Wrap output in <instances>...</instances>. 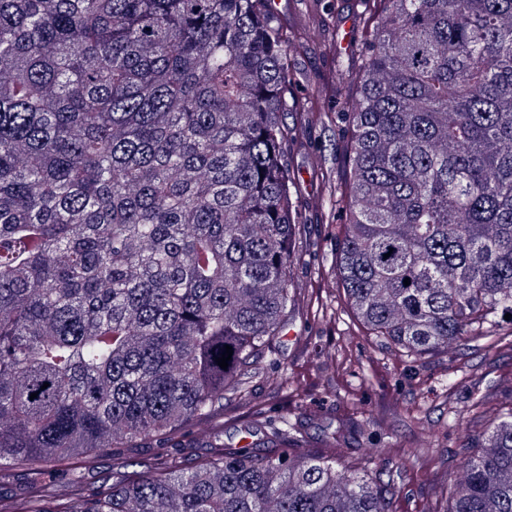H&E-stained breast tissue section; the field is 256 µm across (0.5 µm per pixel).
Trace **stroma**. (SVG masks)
<instances>
[{"label":"stroma","instance_id":"35a3bbf8","mask_svg":"<svg viewBox=\"0 0 512 512\" xmlns=\"http://www.w3.org/2000/svg\"><path fill=\"white\" fill-rule=\"evenodd\" d=\"M357 9L358 0H329L324 13L344 55L354 46ZM294 63L309 80L296 88L300 97L335 71L333 60L311 45L296 54ZM285 121L298 131L289 149L304 216L297 235L296 281L316 290L336 318L312 320L296 312L281 338L279 369L255 378L250 390L266 401L269 418H288L307 434L311 453L321 451L327 432L343 430L346 441L336 450L337 462L393 475L401 488L396 512H437L445 505L446 485L460 473L456 448L481 435L501 409L512 405V322L498 319L487 335L419 362L366 335L342 292L328 286L342 227L322 218L325 192L315 162L337 167L345 142L335 129L309 124L304 113H288ZM476 399L484 403L479 416L469 411ZM424 431L434 434L435 448L414 453Z\"/></svg>","mask_w":512,"mask_h":512}]
</instances>
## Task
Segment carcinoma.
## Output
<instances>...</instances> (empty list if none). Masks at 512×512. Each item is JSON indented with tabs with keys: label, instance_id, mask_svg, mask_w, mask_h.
Returning a JSON list of instances; mask_svg holds the SVG:
<instances>
[{
	"label": "carcinoma",
	"instance_id": "cac0c4a2",
	"mask_svg": "<svg viewBox=\"0 0 512 512\" xmlns=\"http://www.w3.org/2000/svg\"><path fill=\"white\" fill-rule=\"evenodd\" d=\"M305 2L286 30L269 0H0V468L35 471L0 512H393L284 417L264 454L216 424L187 474L86 480L228 398L264 416L243 378L301 304L290 58L334 46ZM362 2L315 92L346 140L334 279L420 361L512 314V0ZM458 456L443 512H512V408Z\"/></svg>",
	"mask_w": 512,
	"mask_h": 512
}]
</instances>
